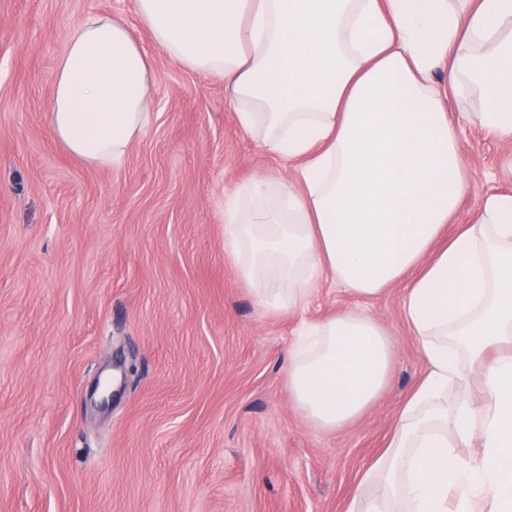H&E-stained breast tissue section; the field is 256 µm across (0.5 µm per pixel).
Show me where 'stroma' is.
<instances>
[{
    "instance_id": "stroma-1",
    "label": "stroma",
    "mask_w": 512,
    "mask_h": 512,
    "mask_svg": "<svg viewBox=\"0 0 512 512\" xmlns=\"http://www.w3.org/2000/svg\"><path fill=\"white\" fill-rule=\"evenodd\" d=\"M137 26L136 0H0V512H347L426 372L404 283L358 299L323 282L266 315L224 250V198L295 163L238 124L221 79L152 60L150 121L120 169L73 157L49 127L66 34L87 14ZM468 172L453 218L512 192V141L460 122ZM364 307L390 335L391 382L322 431L288 394L304 321ZM134 371L104 411L91 388Z\"/></svg>"
}]
</instances>
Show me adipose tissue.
<instances>
[{"mask_svg":"<svg viewBox=\"0 0 512 512\" xmlns=\"http://www.w3.org/2000/svg\"><path fill=\"white\" fill-rule=\"evenodd\" d=\"M137 2L157 47L222 79L239 125L299 163L297 189L270 173L224 202V245L257 305L288 315L325 280L360 298L407 284L428 371L348 512H512V193L442 242L468 176L440 91L512 140V0ZM151 94L133 27L91 14L66 36L48 123L71 154L116 169ZM393 358L386 330L349 309L301 326L288 391L333 431L378 398ZM473 376L483 406L449 400ZM457 443L478 452L460 458Z\"/></svg>","mask_w":512,"mask_h":512,"instance_id":"1","label":"adipose tissue"}]
</instances>
